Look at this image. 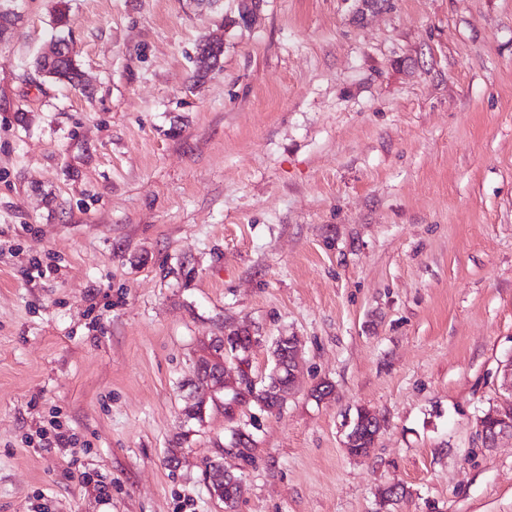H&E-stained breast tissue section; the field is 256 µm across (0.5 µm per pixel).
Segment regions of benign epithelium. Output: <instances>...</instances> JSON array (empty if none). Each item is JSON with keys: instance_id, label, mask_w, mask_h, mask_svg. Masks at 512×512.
Instances as JSON below:
<instances>
[{"instance_id": "7a95c632", "label": "benign epithelium", "mask_w": 512, "mask_h": 512, "mask_svg": "<svg viewBox=\"0 0 512 512\" xmlns=\"http://www.w3.org/2000/svg\"><path fill=\"white\" fill-rule=\"evenodd\" d=\"M258 3L259 0H238L237 16L227 18L225 22L242 27L249 25ZM229 349L231 344L227 337L215 336L200 350L196 358L199 377L195 379L193 391L184 408L187 418H202L208 404L217 402V394L227 389L232 391V396L223 402V406L225 414L232 415L243 399L250 398L251 393L256 391V382L247 371L240 367L233 370L226 365L224 354L229 352ZM272 356L275 370L287 371V379L276 387L266 386L263 391L283 404L296 384V371L300 358L297 339L293 336H281L276 339L273 343ZM479 430L483 444L488 448H495L500 440L506 437L512 438V418L508 417L505 409L500 406L479 419ZM222 471H224V460H212L207 481L211 495L220 501L224 500V486L221 485L222 477H220Z\"/></svg>"}]
</instances>
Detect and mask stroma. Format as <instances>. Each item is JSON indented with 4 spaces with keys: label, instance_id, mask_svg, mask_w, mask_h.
I'll use <instances>...</instances> for the list:
<instances>
[{
    "label": "stroma",
    "instance_id": "obj_1",
    "mask_svg": "<svg viewBox=\"0 0 512 512\" xmlns=\"http://www.w3.org/2000/svg\"><path fill=\"white\" fill-rule=\"evenodd\" d=\"M13 7L0 512H220L217 458L234 512H512V441L478 431L512 356V0H260L229 28L237 0ZM60 35L85 87L34 68ZM236 329L259 382L297 337L296 390L184 418L203 343ZM361 408L365 459L343 446ZM210 463L211 466L209 468V474L207 475V481L211 495L223 503L230 500L233 507L234 501L237 499V497L235 498L237 477L228 473V470V472H224L223 459H212ZM220 472H224V485H221L222 477H220ZM224 496L226 500H224Z\"/></svg>",
    "mask_w": 512,
    "mask_h": 512
}]
</instances>
